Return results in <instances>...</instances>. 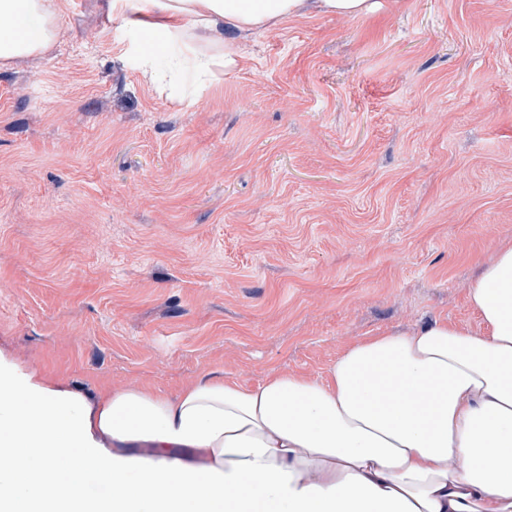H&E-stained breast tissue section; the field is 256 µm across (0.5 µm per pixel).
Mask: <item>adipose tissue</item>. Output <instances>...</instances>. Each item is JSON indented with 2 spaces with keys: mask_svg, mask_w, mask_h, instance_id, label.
<instances>
[{
  "mask_svg": "<svg viewBox=\"0 0 512 512\" xmlns=\"http://www.w3.org/2000/svg\"><path fill=\"white\" fill-rule=\"evenodd\" d=\"M376 0H103L107 21L175 67L234 70L241 43L315 14L358 19ZM0 66L47 52L58 0H0ZM483 323L437 319L361 340L325 381L254 387L204 374L176 396H77L0 368V512H512V244L469 288ZM107 437L115 454L105 453ZM153 454L138 461L126 448ZM201 452L190 465L176 451ZM103 485L100 495L91 484ZM49 484L52 498L36 494Z\"/></svg>",
  "mask_w": 512,
  "mask_h": 512,
  "instance_id": "adipose-tissue-1",
  "label": "adipose tissue"
}]
</instances>
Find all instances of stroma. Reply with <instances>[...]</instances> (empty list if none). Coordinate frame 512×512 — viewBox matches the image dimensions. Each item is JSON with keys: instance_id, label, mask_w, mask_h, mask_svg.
<instances>
[{"instance_id": "35a3bbf8", "label": "stroma", "mask_w": 512, "mask_h": 512, "mask_svg": "<svg viewBox=\"0 0 512 512\" xmlns=\"http://www.w3.org/2000/svg\"><path fill=\"white\" fill-rule=\"evenodd\" d=\"M0 68V364L94 403L324 378L512 243V0H380L256 36L182 102L101 0Z\"/></svg>"}]
</instances>
